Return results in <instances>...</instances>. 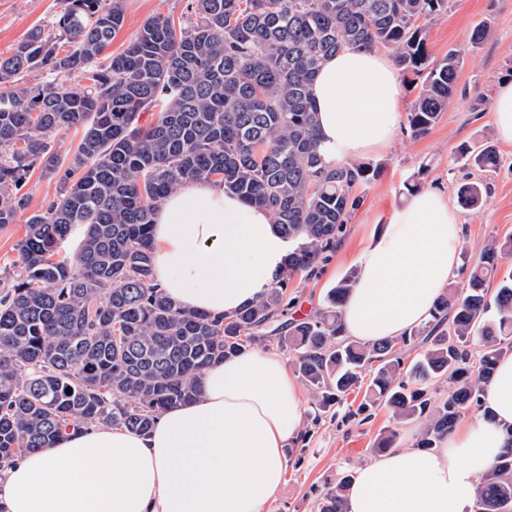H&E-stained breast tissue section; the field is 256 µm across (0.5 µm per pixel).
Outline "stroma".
<instances>
[{
	"label": "stroma",
	"instance_id": "obj_1",
	"mask_svg": "<svg viewBox=\"0 0 512 512\" xmlns=\"http://www.w3.org/2000/svg\"><path fill=\"white\" fill-rule=\"evenodd\" d=\"M188 4L189 0H125V24L113 38L110 52H121L147 18L185 19ZM62 8V0H0V56H10L32 28H51ZM482 21L489 23L491 33L478 49H470L456 94L439 124L416 139L405 128H397L391 143L371 155V162L382 163L384 169L376 180L356 189L360 204L320 274L308 281L291 280L288 293L296 299L293 317L304 318L322 309L328 289L355 269L370 236L409 201L404 188L409 177H417L421 187L441 191L453 205L461 183H489L491 195L484 208L460 211L461 255L476 258L491 241L512 235V145L498 144L493 125L497 88L512 80V0H449L447 13L428 24L427 42L432 58L441 59L450 48L468 47L473 27ZM464 142L497 143L502 157L497 172L468 167L457 152ZM370 413V419L359 422L340 414L318 419L313 411H306L303 436L288 450L286 482L267 512H316L327 482L372 459L382 431L396 432V447L411 448L424 427L420 420L398 422L380 405Z\"/></svg>",
	"mask_w": 512,
	"mask_h": 512
}]
</instances>
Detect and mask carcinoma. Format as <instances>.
I'll return each instance as SVG.
<instances>
[{"instance_id":"1","label":"carcinoma","mask_w":512,"mask_h":512,"mask_svg":"<svg viewBox=\"0 0 512 512\" xmlns=\"http://www.w3.org/2000/svg\"><path fill=\"white\" fill-rule=\"evenodd\" d=\"M55 29L33 31L0 57V84L32 70L77 73L88 84L0 92V227L27 210L35 169L56 181L52 200L30 215L18 270L0 296V464L50 447L68 425L104 423L147 435L160 413L195 399L211 364L275 341L325 412L365 389L354 418L382 404L401 421L423 419L419 448H435L464 416L482 410L495 365L512 352V272L495 295L488 280L512 237L466 262L428 321L396 339L344 338L340 308L351 273L328 290L317 314L290 319L291 278L317 277L360 199L354 189L380 163H331L320 149L309 88L323 60L343 50H388L420 82L407 132L427 134L447 111L468 49L431 60L426 23L448 0H190L175 25L144 22L119 53L108 52L125 22L124 0H63ZM157 110L148 127L142 114ZM81 128L65 161L54 134ZM462 159L494 171L489 142ZM186 182H206L267 209L289 252L255 303L212 316L174 304L155 283V209ZM490 187L457 189L484 206ZM422 347L410 365L402 349ZM480 346L473 354L471 346ZM431 383L448 393L437 401ZM72 388V394L66 389ZM350 473L331 482L317 512H345ZM480 512L512 506V450L479 478Z\"/></svg>"}]
</instances>
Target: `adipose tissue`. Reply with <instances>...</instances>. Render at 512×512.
Returning <instances> with one entry per match:
<instances>
[{
  "mask_svg": "<svg viewBox=\"0 0 512 512\" xmlns=\"http://www.w3.org/2000/svg\"><path fill=\"white\" fill-rule=\"evenodd\" d=\"M311 95L331 162L385 148L401 121L396 67L378 52L327 58ZM460 230L441 192L417 191L359 256L341 308L346 334L371 343L427 321L459 269ZM152 246L155 283L215 316L266 293L288 253L268 210L204 182L165 198ZM483 404L489 417L456 426L438 448L393 449L358 466L347 512H479L478 479L512 443V356ZM305 411L284 360L253 348L207 367L198 397L166 409L149 434L91 424L17 459L0 472V512H266Z\"/></svg>",
  "mask_w": 512,
  "mask_h": 512,
  "instance_id": "obj_1",
  "label": "adipose tissue"
}]
</instances>
